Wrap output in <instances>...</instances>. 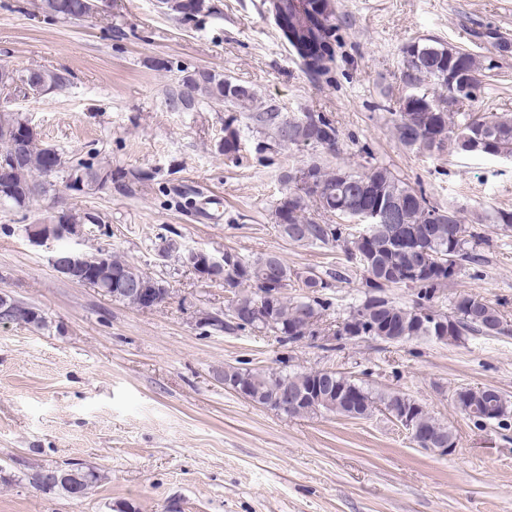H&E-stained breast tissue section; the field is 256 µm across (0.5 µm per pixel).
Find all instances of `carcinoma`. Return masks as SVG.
<instances>
[{
    "mask_svg": "<svg viewBox=\"0 0 512 512\" xmlns=\"http://www.w3.org/2000/svg\"><path fill=\"white\" fill-rule=\"evenodd\" d=\"M100 0H41L44 17L49 21L72 20L91 17L99 13ZM185 14L177 11L171 15L181 21H191L197 16L212 13L209 0H187ZM409 56L406 77L413 84L426 80L434 82V93H411L398 102V109L390 112L391 121L399 142L409 148L424 152L445 148L457 154H481L490 157L512 158V114L488 112L477 115L459 112L464 102L472 103L477 93H469L474 76L486 77L494 64L469 51L413 42L403 48ZM37 84L53 90L66 86V81L56 72L34 68ZM228 81L220 75L198 68L186 72L181 78V90L170 99L175 108L192 110L199 97L218 99L231 106H241L253 98L247 89L232 92ZM248 119L261 130L271 132L277 147L313 146L327 151L336 150L338 130L332 121L313 112H306L294 119H282L278 109L270 107L264 112H250ZM237 118L224 123V141L219 144L226 157L239 151V129L234 127ZM0 128H11L21 134L18 151L22 161L18 166L1 165L0 155V207L24 209L39 196L59 184L80 174L85 177L84 189H98L105 177L118 189H125L123 174L95 164L98 153L89 157L72 159L63 156L56 148L39 141L31 122L22 114L3 110ZM314 187H295L279 200L275 207L277 230L281 236L297 245H324L340 247L348 259L356 262L367 274L369 287L377 290L390 286H410L417 290L419 302L400 306L381 295H371L360 303L338 327L336 336H365L388 343L407 342L419 336L457 337L467 333L500 334L504 332L502 315L498 307L482 297L467 292L454 296L451 312H441L433 307L440 290L447 286L452 275L445 264L459 268L470 259L481 244L482 236L473 226L464 224L453 210L441 211L429 204L424 193L409 186L384 166H372L362 173L342 167L328 170L318 163L307 165ZM367 179L375 184L377 194L363 198L357 193V182ZM402 202L407 242L403 243L389 224H376L365 211L381 199ZM323 213L334 214L357 222L358 231H347L343 224H322L310 213L311 207ZM95 216L60 209L53 217L54 224L73 226L93 222ZM273 253L267 252L252 259L234 256V265L224 267V288L233 294L224 316L208 314L203 324L218 331L258 330L272 332L287 345L304 336L316 335L318 322L329 307L319 291L329 287L323 279L317 280L318 288H310L307 281L302 287L308 295L292 301L286 296L293 273L284 262H279L284 284L266 285L267 266ZM112 273L129 276L142 288L160 289L162 282L148 276L138 267L117 254H109ZM16 319L25 326L41 329L47 320L39 308L16 302ZM224 378L230 384L261 395L259 404L278 409L290 416L300 412L315 414L327 411L350 418L371 415L377 404H389L398 414L415 411L420 427L433 436H448V428L438 422L410 397L399 393L376 396L369 389L333 373L326 377L322 370L300 372H265L239 367L224 368ZM324 386L325 392L336 396L324 402L300 404L296 407L281 405L279 388L288 393L306 394L315 385ZM456 409L477 425L495 424L502 429L512 426L505 415L498 392L490 388H462L452 399ZM76 470L85 474L81 490L76 491L60 482L45 488L37 484L35 474L28 476L34 488L44 492L62 493L69 497L87 496L102 480L101 473L93 466L75 464Z\"/></svg>",
    "mask_w": 512,
    "mask_h": 512,
    "instance_id": "1",
    "label": "carcinoma"
}]
</instances>
